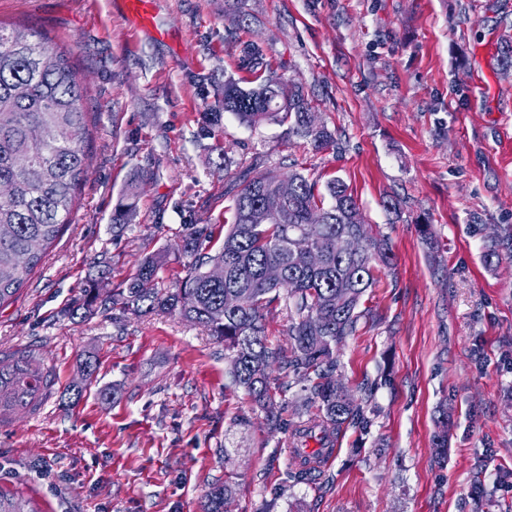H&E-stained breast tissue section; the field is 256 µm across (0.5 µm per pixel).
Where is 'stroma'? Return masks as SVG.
Segmentation results:
<instances>
[{
	"mask_svg": "<svg viewBox=\"0 0 512 512\" xmlns=\"http://www.w3.org/2000/svg\"><path fill=\"white\" fill-rule=\"evenodd\" d=\"M0 26L66 51L90 130L71 224L0 307V360L32 350L56 376L36 411L0 423L1 491L39 512H202L224 483L229 512H512V485L496 483L512 470V68L498 62L512 0H154L145 28L124 0H0ZM248 40L303 89L333 146L223 112L225 77L256 84ZM208 112L221 122L206 126ZM267 171L342 180L394 254L336 346L335 377L369 424L340 430L302 482L292 432L317 414L303 380L269 369L271 426L204 326L112 304L184 225H209L221 246L243 178ZM134 180L136 213L113 227ZM99 277L92 314L70 317ZM262 323L290 355L287 296ZM89 353L96 377L66 405Z\"/></svg>",
	"mask_w": 512,
	"mask_h": 512,
	"instance_id": "stroma-1",
	"label": "stroma"
}]
</instances>
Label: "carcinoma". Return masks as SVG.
Returning <instances> with one entry per match:
<instances>
[{
	"mask_svg": "<svg viewBox=\"0 0 512 512\" xmlns=\"http://www.w3.org/2000/svg\"><path fill=\"white\" fill-rule=\"evenodd\" d=\"M241 54L247 68L263 72L255 88L224 79L223 108L240 121L257 124L273 118L291 123L293 133L315 149L330 147L334 134L313 122L314 112L303 91L286 86L271 71L264 48L246 41ZM83 91L69 58L49 40L32 39L27 31L0 27V184L10 187L0 197V306L12 298L39 264L47 246L71 221L76 191L87 153ZM293 193L277 212L265 200L283 181ZM137 184L123 192L112 223L132 216ZM362 240L361 251L329 250L330 239ZM205 224H187L174 249L187 258L188 274L165 293L158 288L159 269L169 254L145 257L128 287L112 293V305L135 313L167 310L206 326L232 353V383L243 389L273 419L276 404L269 394L266 369L282 362L268 346L262 310L276 300L273 292L290 287L293 339L286 366L309 383L313 403L324 421L339 430L363 415L336 380V343L352 335L375 270L392 266L387 243L368 234L364 216L345 183L332 179L319 193L317 184L295 171L283 178L268 171L247 181L234 199L231 224L216 251H207ZM224 267V279L209 270ZM278 266L281 282L267 278ZM99 281L84 289L83 301L71 315L87 310L99 296ZM54 384L52 370L34 352H25L8 370H0V422L19 409L34 410ZM229 485L206 494L203 512H223ZM0 512H38L27 501L0 492Z\"/></svg>",
	"mask_w": 512,
	"mask_h": 512,
	"instance_id": "obj_1",
	"label": "carcinoma"
}]
</instances>
